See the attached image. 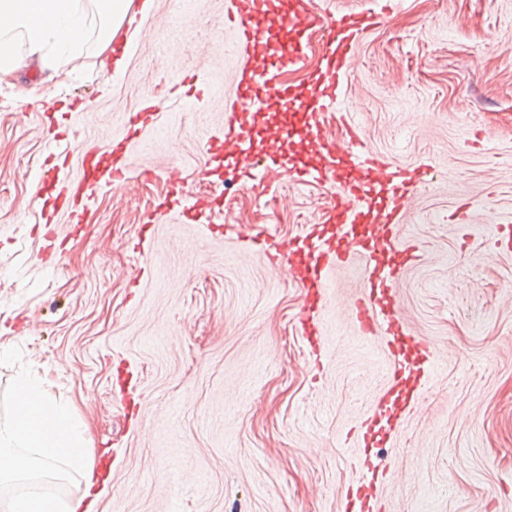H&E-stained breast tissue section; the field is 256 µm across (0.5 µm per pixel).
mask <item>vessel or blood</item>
<instances>
[{"mask_svg": "<svg viewBox=\"0 0 512 512\" xmlns=\"http://www.w3.org/2000/svg\"><path fill=\"white\" fill-rule=\"evenodd\" d=\"M224 12L232 23L238 76L224 92V130L209 144L207 154L234 155L237 167L244 168L250 156L242 145L255 141L268 160L264 176H282L288 169L279 163L281 144L298 140L302 152L295 162L301 172L317 175L336 189V228L320 249L304 252L292 270L320 292L330 272L353 257H363L356 315L368 332L384 337L393 356L390 385L379 411L363 426L362 477L355 492L361 501L375 486L371 448L386 442L393 421L422 386L430 365L427 345L404 328L391 293L398 274L419 259L416 249L399 242L396 230L404 214L408 173L364 151L359 135L331 144L320 131L321 114L341 109L338 91L356 56V37L374 22L352 13L327 17L306 0H226ZM317 30L328 34L325 79L293 88L271 84V69L294 64L299 40Z\"/></svg>", "mask_w": 512, "mask_h": 512, "instance_id": "obj_1", "label": "vessel or blood"}]
</instances>
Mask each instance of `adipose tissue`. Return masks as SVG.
<instances>
[{"instance_id":"adipose-tissue-1","label":"adipose tissue","mask_w":512,"mask_h":512,"mask_svg":"<svg viewBox=\"0 0 512 512\" xmlns=\"http://www.w3.org/2000/svg\"><path fill=\"white\" fill-rule=\"evenodd\" d=\"M152 6V0H0V77L35 60L56 78L88 43L104 54L119 34L135 42L142 31L133 25L134 14ZM11 397L13 412L0 423V483L27 481L37 473L51 477L64 466L84 476L86 490L69 500L37 491L21 493L4 512H95L97 495L84 431L70 407L28 374L14 378Z\"/></svg>"}]
</instances>
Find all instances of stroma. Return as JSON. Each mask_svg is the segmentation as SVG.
Instances as JSON below:
<instances>
[{
	"instance_id": "1",
	"label": "stroma",
	"mask_w": 512,
	"mask_h": 512,
	"mask_svg": "<svg viewBox=\"0 0 512 512\" xmlns=\"http://www.w3.org/2000/svg\"><path fill=\"white\" fill-rule=\"evenodd\" d=\"M311 3L378 21L325 137L357 125L424 173L393 294L433 367L371 451L378 512H512V0ZM142 27L121 66L91 47L65 78L0 79V421L23 372L69 403L91 462L111 459L97 512H344L390 361L350 315L357 259L311 312L321 341L302 336L285 248L311 247L335 190L208 160L238 65L224 0H154ZM116 146L128 181L71 223L84 156Z\"/></svg>"
}]
</instances>
